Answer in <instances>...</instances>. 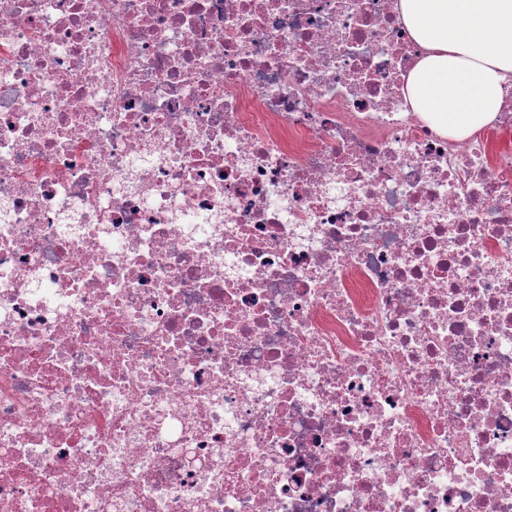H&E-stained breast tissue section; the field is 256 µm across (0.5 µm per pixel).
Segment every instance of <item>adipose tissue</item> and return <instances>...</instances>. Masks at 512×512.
I'll return each mask as SVG.
<instances>
[{
    "label": "adipose tissue",
    "instance_id": "obj_1",
    "mask_svg": "<svg viewBox=\"0 0 512 512\" xmlns=\"http://www.w3.org/2000/svg\"><path fill=\"white\" fill-rule=\"evenodd\" d=\"M423 54L407 78L415 112L460 140L490 125L512 87V0H397Z\"/></svg>",
    "mask_w": 512,
    "mask_h": 512
}]
</instances>
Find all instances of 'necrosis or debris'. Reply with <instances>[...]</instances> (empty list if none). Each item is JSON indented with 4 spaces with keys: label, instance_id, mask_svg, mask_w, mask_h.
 Listing matches in <instances>:
<instances>
[{
    "label": "necrosis or debris",
    "instance_id": "obj_1",
    "mask_svg": "<svg viewBox=\"0 0 512 512\" xmlns=\"http://www.w3.org/2000/svg\"><path fill=\"white\" fill-rule=\"evenodd\" d=\"M396 0H0V512H512V89L414 112Z\"/></svg>",
    "mask_w": 512,
    "mask_h": 512
}]
</instances>
